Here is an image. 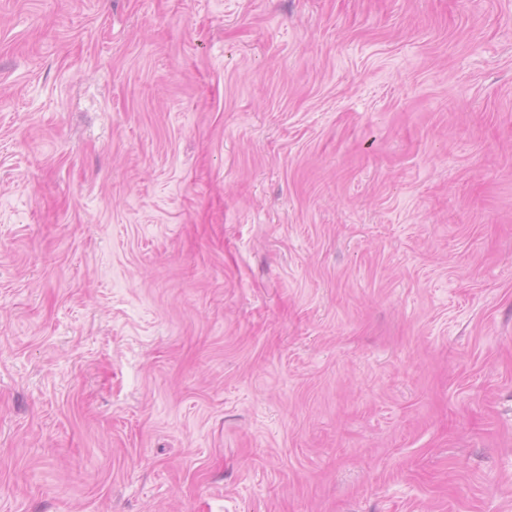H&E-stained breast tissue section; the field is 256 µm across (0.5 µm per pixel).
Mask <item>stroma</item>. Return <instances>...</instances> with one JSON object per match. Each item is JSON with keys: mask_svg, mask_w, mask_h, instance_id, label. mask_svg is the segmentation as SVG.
<instances>
[{"mask_svg": "<svg viewBox=\"0 0 512 512\" xmlns=\"http://www.w3.org/2000/svg\"><path fill=\"white\" fill-rule=\"evenodd\" d=\"M0 512H512V0H0Z\"/></svg>", "mask_w": 512, "mask_h": 512, "instance_id": "stroma-1", "label": "stroma"}]
</instances>
